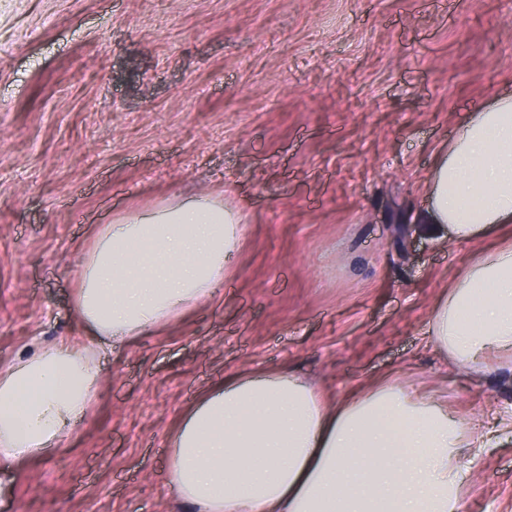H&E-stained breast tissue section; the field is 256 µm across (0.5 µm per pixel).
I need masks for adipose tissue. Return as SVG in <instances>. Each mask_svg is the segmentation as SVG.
<instances>
[{
    "mask_svg": "<svg viewBox=\"0 0 512 512\" xmlns=\"http://www.w3.org/2000/svg\"><path fill=\"white\" fill-rule=\"evenodd\" d=\"M422 219L441 243L512 223V93L470 113L428 181ZM241 216L204 199L106 225L83 261L76 307L94 337L145 336L211 299L240 242ZM428 342L455 366L512 359V246L472 261L438 299ZM90 348L60 342L0 367V462L63 444L93 402ZM442 403L377 384L327 404L293 374L228 379L185 415L170 482L191 512H460L458 461L486 448Z\"/></svg>",
    "mask_w": 512,
    "mask_h": 512,
    "instance_id": "1",
    "label": "adipose tissue"
}]
</instances>
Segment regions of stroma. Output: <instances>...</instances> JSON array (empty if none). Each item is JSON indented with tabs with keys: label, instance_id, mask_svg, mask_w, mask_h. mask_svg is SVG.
<instances>
[{
	"label": "stroma",
	"instance_id": "obj_1",
	"mask_svg": "<svg viewBox=\"0 0 512 512\" xmlns=\"http://www.w3.org/2000/svg\"><path fill=\"white\" fill-rule=\"evenodd\" d=\"M508 89L512 0H0L1 367L90 342L75 291L102 226L203 197L246 226L214 298L95 345V402L61 448L0 465V512H187L169 439L237 373L512 414V362L469 373L426 334L512 224L443 245L418 220L437 154ZM460 512H512L511 433Z\"/></svg>",
	"mask_w": 512,
	"mask_h": 512
}]
</instances>
